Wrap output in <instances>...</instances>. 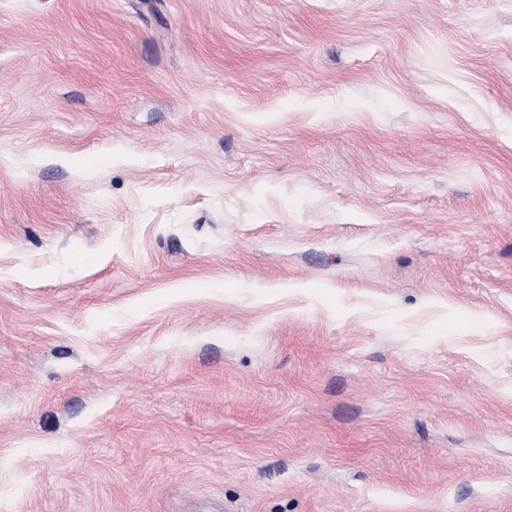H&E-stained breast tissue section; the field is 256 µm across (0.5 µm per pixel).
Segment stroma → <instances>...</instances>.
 <instances>
[{
  "label": "stroma",
  "instance_id": "35a3bbf8",
  "mask_svg": "<svg viewBox=\"0 0 512 512\" xmlns=\"http://www.w3.org/2000/svg\"><path fill=\"white\" fill-rule=\"evenodd\" d=\"M0 512H512V0H0Z\"/></svg>",
  "mask_w": 512,
  "mask_h": 512
}]
</instances>
